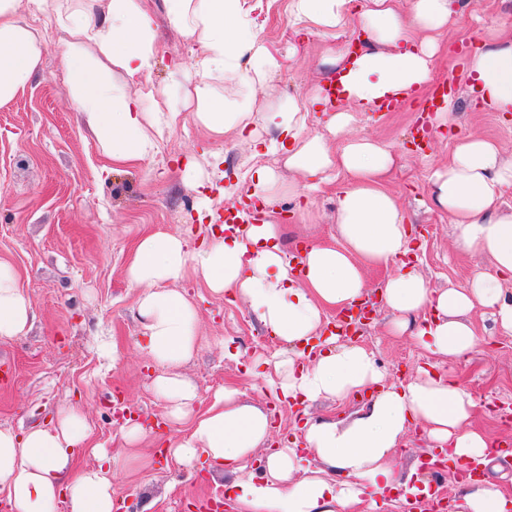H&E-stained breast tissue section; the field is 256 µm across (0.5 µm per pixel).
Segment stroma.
Returning <instances> with one entry per match:
<instances>
[{"label":"stroma","instance_id":"stroma-1","mask_svg":"<svg viewBox=\"0 0 512 512\" xmlns=\"http://www.w3.org/2000/svg\"><path fill=\"white\" fill-rule=\"evenodd\" d=\"M288 3L246 0L260 37L287 55L272 86L249 96L221 81L211 85L217 99L247 100L256 121L270 105L308 94L332 73L319 64V35L296 38ZM18 9L45 51L25 93L0 107V261L14 269L33 315L29 331L0 340V365L6 370L0 380V428L45 424L61 409L82 415L94 441L116 459V512H141L145 507L150 512H186L190 506L223 499L233 475L207 468L188 475L157 458L150 438L128 445L113 417V402L123 397L137 422L160 424L171 439L186 431V424L167 422L168 405L154 390L153 380L164 369L140 348V291L128 283L126 268L143 231L188 233L201 241L207 226L224 213L225 192L233 191L253 167L250 148L234 131L209 144L205 130L188 111L180 126L160 141L154 157L127 170H112L76 119L60 58L66 32L53 18L29 14L25 0ZM157 23L162 51L148 83L174 95L192 72L200 46L172 29L165 15H158ZM502 25L512 29V0H467L441 31L430 78L457 85L458 107L448 138L431 137L426 150H413L412 100L396 112L356 113L351 126L352 136L386 143L399 155L389 188L411 224L423 231L415 266L433 289L462 288L476 272L493 269L491 257L458 252L447 213L428 209L425 201L434 170L448 160L454 134L497 140L503 158L512 160V118L485 111L467 89L465 68L453 60L460 50L473 54L481 38ZM206 145L220 154L222 174L201 194L183 180L180 166L185 155ZM341 187L337 181L312 193L305 215L285 223L287 252L311 238L334 243ZM177 288L198 308L199 349L175 368L198 388L196 412H204L217 391L232 386L244 402L276 410L272 442L285 445L294 440L299 422L292 409L274 406L265 387L269 362L287 358V344L245 346V339L264 327L244 298L225 301L194 277L178 282ZM392 320L391 309L377 305L357 339L375 356L384 384L415 381L419 368L439 365L471 394L475 428L493 442L512 441V333L501 330L491 310L476 308L467 314L482 345L461 359L432 354L414 337L390 332ZM111 343L122 353L119 362L101 353Z\"/></svg>","mask_w":512,"mask_h":512}]
</instances>
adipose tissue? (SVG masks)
Listing matches in <instances>:
<instances>
[{"label":"adipose tissue","mask_w":512,"mask_h":512,"mask_svg":"<svg viewBox=\"0 0 512 512\" xmlns=\"http://www.w3.org/2000/svg\"><path fill=\"white\" fill-rule=\"evenodd\" d=\"M170 22L202 48L194 79L182 85L178 101L146 110L155 90H143L160 43L146 0H28L32 12L55 17L69 39L62 53L72 102L80 121L95 135L102 155L118 170L153 155L164 134L180 123L185 110L212 138L228 130L250 141L253 155H279L285 168L304 183L293 195L308 196L330 175L342 177L337 194L334 243L310 242L299 260H291L279 241L277 203L285 189L279 169L259 165L249 170L245 193L258 204L255 215L240 213L243 232L212 235L200 245L166 232L142 235L127 266V280L141 289L138 314L142 349L158 365L190 359L198 348L196 303L176 284L193 276L211 292L246 298L265 329L294 352L286 370L268 379L280 402L309 405L323 395L346 398L379 386L375 399L348 424H308L304 447L271 452L261 479L244 470L255 448L273 429L270 412L239 402L238 391L225 388L201 414L192 406L195 384L178 375L154 380L169 404L168 417L189 421L186 434L167 440L166 453L190 468L206 459L236 474L226 491L243 512H348L364 498L417 495L412 475L395 477L389 460L413 426L446 448L453 462L495 455L492 443L472 425L473 400L452 374H427L420 382L381 386V369L365 348L331 334L311 348L328 312L360 304L367 294L364 267L392 268L383 287L385 304L397 315L394 332L412 331L431 353L463 357L479 344L463 322L475 307L495 309L501 327L512 331V297L502 288L512 280V211L502 210L503 188L512 186V162L503 161L498 145L474 134L453 137L452 153L432 179L430 199L448 214L458 250L488 255L490 272L476 273L463 288L434 290L408 260L415 250L414 229L386 188L399 156L368 138L349 137L354 113L371 111L388 96L411 99L430 79L438 31L449 22L452 0H289V13L302 32L324 40L323 62L341 75L343 95L330 101L322 86L306 97H291L262 114L271 138L250 131L247 109H226L210 90L213 81L231 79L253 89L276 77L283 58L255 30L245 0H163ZM18 0H0V106L23 93L37 70L44 45L19 16ZM350 25L366 33L359 55L340 42ZM468 76L484 107L512 112V40H483L471 57ZM139 87L136 95L128 87ZM324 106L323 132L309 133L312 107ZM341 139L331 148L333 139ZM30 306L13 268L0 262V339L25 333ZM320 462L305 468L306 450ZM94 454L98 468H78ZM112 458L94 444L86 420L71 410L55 422L20 432L0 429V486L11 512H113ZM456 512H512V496L487 479L459 484Z\"/></svg>","instance_id":"adipose-tissue-1"}]
</instances>
